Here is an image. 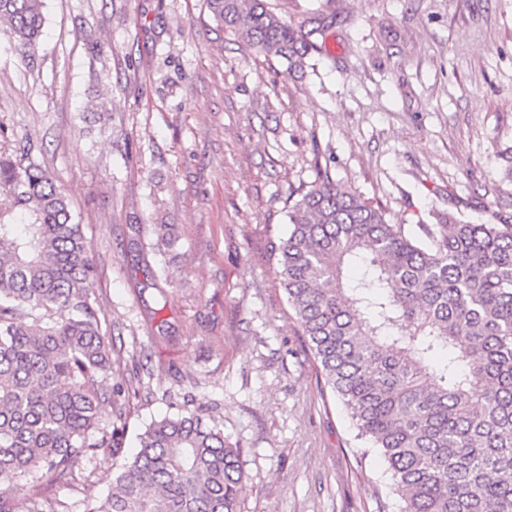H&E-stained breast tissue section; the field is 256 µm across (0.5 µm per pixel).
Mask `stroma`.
<instances>
[{
    "instance_id": "stroma-1",
    "label": "stroma",
    "mask_w": 512,
    "mask_h": 512,
    "mask_svg": "<svg viewBox=\"0 0 512 512\" xmlns=\"http://www.w3.org/2000/svg\"><path fill=\"white\" fill-rule=\"evenodd\" d=\"M335 13L304 73L231 40L205 0H44L20 59L0 21V160L67 196L97 268L125 454L184 398L244 450L241 512H401L320 375L270 258L318 168L395 224L512 215V0H276ZM157 224L176 225L138 261ZM123 462L99 449L68 512Z\"/></svg>"
}]
</instances>
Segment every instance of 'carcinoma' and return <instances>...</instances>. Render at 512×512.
I'll return each instance as SVG.
<instances>
[{"label":"carcinoma","instance_id":"obj_1","mask_svg":"<svg viewBox=\"0 0 512 512\" xmlns=\"http://www.w3.org/2000/svg\"><path fill=\"white\" fill-rule=\"evenodd\" d=\"M217 26L293 70L321 49L335 15L286 17L269 0H206ZM42 0H0L25 54ZM0 512L21 476L26 512H65L45 489L99 448H121L126 409L96 439L111 350L93 296L96 266L66 195L35 165L0 160ZM272 248L289 306L357 438L392 474L403 512H512V217L393 224L385 210L318 169ZM170 248L173 224H156ZM243 449L210 410L184 401L139 434V449L87 512H240Z\"/></svg>","mask_w":512,"mask_h":512}]
</instances>
